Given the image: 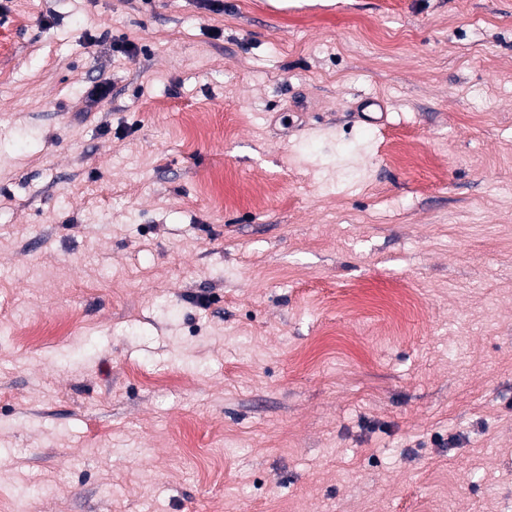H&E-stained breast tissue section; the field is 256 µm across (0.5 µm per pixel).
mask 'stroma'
Segmentation results:
<instances>
[{
	"label": "stroma",
	"instance_id": "35a3bbf8",
	"mask_svg": "<svg viewBox=\"0 0 512 512\" xmlns=\"http://www.w3.org/2000/svg\"><path fill=\"white\" fill-rule=\"evenodd\" d=\"M223 4L0 0V512H512V0Z\"/></svg>",
	"mask_w": 512,
	"mask_h": 512
}]
</instances>
